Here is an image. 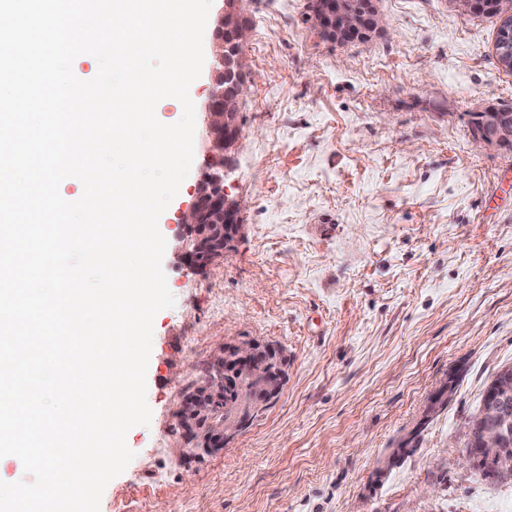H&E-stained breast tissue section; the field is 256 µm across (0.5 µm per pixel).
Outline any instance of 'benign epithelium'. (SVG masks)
Returning <instances> with one entry per match:
<instances>
[{
  "label": "benign epithelium",
  "mask_w": 512,
  "mask_h": 512,
  "mask_svg": "<svg viewBox=\"0 0 512 512\" xmlns=\"http://www.w3.org/2000/svg\"><path fill=\"white\" fill-rule=\"evenodd\" d=\"M213 42L217 77L212 82L205 106L208 164L193 190V202L179 219L178 251L184 264L205 273L233 249L242 235L244 201L231 197L225 187L226 169L244 145L238 122L240 103L251 80V71L239 48L251 36L247 16L249 0H222ZM456 7L469 14L498 9L501 28L494 53L501 69H512V0H455ZM309 10L319 33L336 28L351 37L384 34L387 21L375 8V0L356 4L353 0H309ZM471 135L481 147L497 144L512 147L511 112H474ZM277 347L271 341L247 340L226 343L210 360L209 380L227 390L233 403L214 412L211 402L193 393L178 401L174 417L183 435L202 431L220 436L229 445L241 433L244 419L258 415L263 404L257 392L277 398L287 383L286 368L268 369L253 358ZM471 447L464 450L462 463L474 469L481 459L497 462L498 477L512 478V366L502 368L487 386L471 422Z\"/></svg>",
  "instance_id": "benign-epithelium-1"
}]
</instances>
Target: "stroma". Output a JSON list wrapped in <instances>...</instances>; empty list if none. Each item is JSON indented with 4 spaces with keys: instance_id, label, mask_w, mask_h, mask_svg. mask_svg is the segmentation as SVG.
I'll return each mask as SVG.
<instances>
[{
    "instance_id": "obj_1",
    "label": "stroma",
    "mask_w": 512,
    "mask_h": 512,
    "mask_svg": "<svg viewBox=\"0 0 512 512\" xmlns=\"http://www.w3.org/2000/svg\"><path fill=\"white\" fill-rule=\"evenodd\" d=\"M377 6L386 34L340 45L308 0H249L246 142L226 182L245 232L207 274L178 258L206 164L197 125L158 222L176 303L154 319L151 424L128 432L135 457L100 512H512L511 481L461 464L466 420L512 364V150L474 147L468 115L512 106V73L493 53L496 19L451 0ZM246 339L285 347L288 382L223 452L194 455L180 390Z\"/></svg>"
}]
</instances>
